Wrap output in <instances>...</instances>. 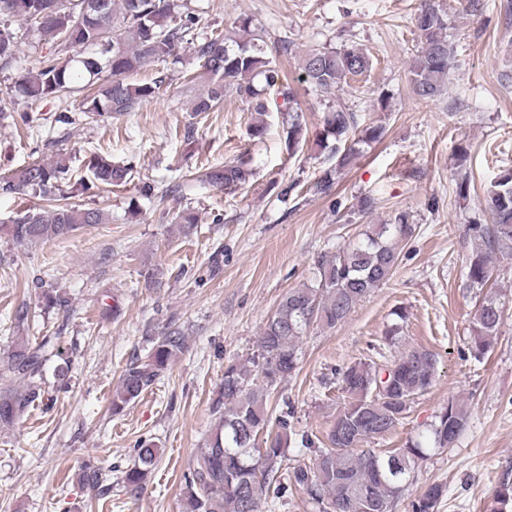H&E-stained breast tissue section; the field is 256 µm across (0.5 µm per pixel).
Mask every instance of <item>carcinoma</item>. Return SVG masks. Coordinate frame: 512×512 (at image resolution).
<instances>
[{"label":"carcinoma","mask_w":512,"mask_h":512,"mask_svg":"<svg viewBox=\"0 0 512 512\" xmlns=\"http://www.w3.org/2000/svg\"><path fill=\"white\" fill-rule=\"evenodd\" d=\"M26 2L0 0V16L17 18L25 25L20 34L0 29V64L6 66L15 59L32 31L67 48L72 56L64 61H42L40 67L19 77L16 88L34 105L63 98L75 79L84 77L89 91L81 102V112L93 121L136 112L159 94L167 75L144 84L131 83L126 75L150 62H181L185 36L198 23L190 13L178 16L176 0H103L98 11L83 10L80 2L69 6L67 0H39L41 10L36 14L26 9ZM413 20L419 45L410 70L411 88L417 97L429 99L442 90L453 66L448 12L437 0H420ZM235 24L246 37L211 34L193 47L199 76L206 78L207 84L194 100L192 111L200 115L214 111L224 102L226 91L233 89L251 104L254 118L249 135L253 138L267 133L269 114L286 112L284 132L292 157L309 143L302 111L288 88L276 90L282 102L271 99L278 74L264 49L263 36L250 30L246 17H238ZM371 66L370 56L356 44L333 50L312 47L301 57V79L309 88L326 92L366 74ZM106 70L111 79L94 88ZM73 124L75 120L63 112L54 117L45 146L70 138ZM385 133V126L361 122L345 107L325 113L314 145L335 164L319 176L315 187L330 191L335 175L364 147L381 142ZM69 171L70 158L57 153L50 160H34L0 177V194L51 204L47 211L30 207L5 226L15 243L43 244L65 239L85 226L107 223L109 217L103 209L72 204L69 195L93 187L110 191L126 186L132 177V167L99 154L89 157L86 175L76 182L67 180ZM249 176L250 162L241 156L211 169L206 181L232 192ZM486 204L492 223L468 226L473 248L465 260L463 287L469 290L487 287L494 255L512 256V170L502 171L491 184ZM410 233L407 214L399 213L394 223L380 224L336 254L320 257L319 278L282 296L263 327L257 353L243 361L227 362L212 404L214 428L204 446L196 449L192 468L184 477L185 512H260L271 487L281 483L282 462L292 433L288 416H269L267 398L295 374L300 339L310 327H336L360 301L389 281L398 264L399 244ZM503 318L504 304L497 296L485 294L471 326L475 356L482 357L490 350ZM44 348L43 343H18L0 368L1 427L13 424L41 395L37 376ZM184 349L185 337L178 328L151 339L147 355L125 369L120 389L112 396L113 413L121 412L152 387ZM437 364L434 353L414 348L386 365L359 361L339 372L346 402L324 438L301 435V446L314 449V462L297 466L289 476L290 482L308 492L318 512H392L394 500L414 481L415 465L427 451L454 445L469 414L462 400L451 398L435 415L425 438L385 453L363 447L364 442L391 433L407 417L410 408L406 403L432 385ZM160 456V449L153 445L137 449L138 464L125 473L124 482L139 484ZM81 478L102 494L111 490L103 484L99 468H85ZM444 493L440 484L426 486L411 500L410 512H436ZM494 502L493 512H512V484H503Z\"/></svg>","instance_id":"cac0c4a2"}]
</instances>
